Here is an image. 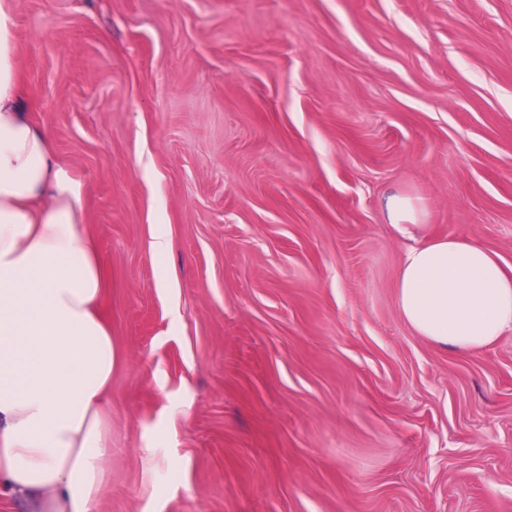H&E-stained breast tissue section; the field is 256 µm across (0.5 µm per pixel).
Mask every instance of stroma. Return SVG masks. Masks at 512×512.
<instances>
[{
	"label": "stroma",
	"mask_w": 512,
	"mask_h": 512,
	"mask_svg": "<svg viewBox=\"0 0 512 512\" xmlns=\"http://www.w3.org/2000/svg\"><path fill=\"white\" fill-rule=\"evenodd\" d=\"M14 23L104 274L95 512H512V332L415 335L386 211L420 198L427 235L512 266V0H15Z\"/></svg>",
	"instance_id": "stroma-1"
}]
</instances>
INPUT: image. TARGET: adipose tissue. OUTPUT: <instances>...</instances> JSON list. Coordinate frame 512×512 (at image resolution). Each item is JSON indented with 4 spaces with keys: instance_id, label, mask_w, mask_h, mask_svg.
I'll return each instance as SVG.
<instances>
[{
    "instance_id": "adipose-tissue-1",
    "label": "adipose tissue",
    "mask_w": 512,
    "mask_h": 512,
    "mask_svg": "<svg viewBox=\"0 0 512 512\" xmlns=\"http://www.w3.org/2000/svg\"><path fill=\"white\" fill-rule=\"evenodd\" d=\"M12 0H0V487L45 512H94L111 453L103 419L112 336L84 229L81 185L55 164L18 99ZM391 228L411 244L397 306L410 329L463 354L512 331V269L462 237L426 238L414 197L391 196Z\"/></svg>"
}]
</instances>
